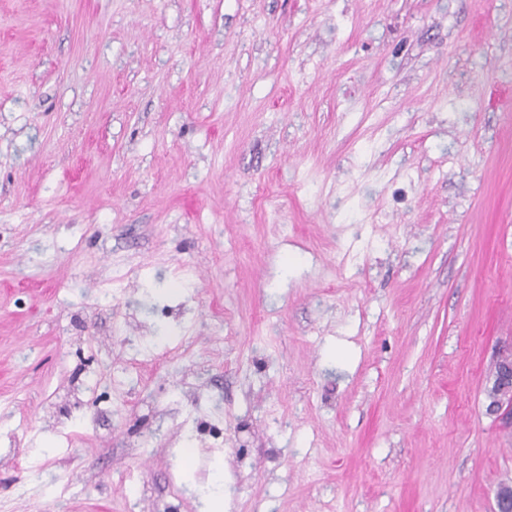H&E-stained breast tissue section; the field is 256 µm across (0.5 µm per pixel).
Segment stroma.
Segmentation results:
<instances>
[{"mask_svg":"<svg viewBox=\"0 0 512 512\" xmlns=\"http://www.w3.org/2000/svg\"><path fill=\"white\" fill-rule=\"evenodd\" d=\"M510 339L512 0H0V512H493ZM493 362L496 371L486 387L485 413L503 430L512 432V342L495 351Z\"/></svg>","mask_w":512,"mask_h":512,"instance_id":"stroma-1","label":"stroma"}]
</instances>
